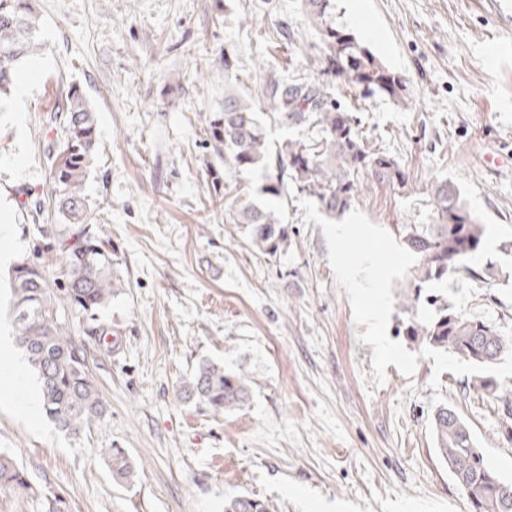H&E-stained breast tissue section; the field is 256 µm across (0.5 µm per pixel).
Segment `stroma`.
<instances>
[{"instance_id": "35a3bbf8", "label": "stroma", "mask_w": 512, "mask_h": 512, "mask_svg": "<svg viewBox=\"0 0 512 512\" xmlns=\"http://www.w3.org/2000/svg\"><path fill=\"white\" fill-rule=\"evenodd\" d=\"M503 0H335L336 18L408 82L397 103L336 92L369 148L395 157L407 193L362 192L354 207L386 230L433 221V180L456 183L486 226L477 266L503 274L444 284L462 313L512 335V7ZM38 54L26 97L0 101V335H12L14 263L38 265L51 287L66 280L65 230L50 176L65 129L56 111L70 86L95 109L94 162L84 192L93 228L115 249L124 282L97 315L100 340L62 312L82 343L107 406L77 435L20 406L37 379L22 366L11 384L0 368V453L24 468L31 488L0 489V512H224L250 494L277 512H470L439 460L431 399L442 394L471 426L488 465L512 481V377L496 392L472 390L470 374H435L419 358L413 376L388 365L373 377L371 345L359 342L348 295L328 259L321 226L304 223L299 194L278 203L288 247L259 254L232 224L229 191H214L204 117L224 100V66L238 59L240 91L264 99L267 72L318 79L315 42L299 0H32ZM293 44L275 39L281 22ZM265 60L258 71L257 60ZM39 200V214L23 208ZM245 373L251 397L216 415L180 400L198 363ZM126 449L131 486L113 484L100 451Z\"/></svg>"}]
</instances>
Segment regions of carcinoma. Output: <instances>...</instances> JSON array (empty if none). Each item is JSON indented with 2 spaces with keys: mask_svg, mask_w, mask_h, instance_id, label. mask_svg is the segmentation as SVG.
I'll use <instances>...</instances> for the list:
<instances>
[{
  "mask_svg": "<svg viewBox=\"0 0 512 512\" xmlns=\"http://www.w3.org/2000/svg\"><path fill=\"white\" fill-rule=\"evenodd\" d=\"M302 13L318 30L319 41L306 56L322 66L326 83L305 77L267 75L264 94L268 113L259 110L237 88V61L226 50L224 103L205 116L210 147L218 163L208 167L213 188L228 179L242 184L253 173L263 174L254 190L247 185L229 202L234 223L260 253L274 257L288 246V227L269 207L296 191L316 201L330 218L348 211L365 188L384 186L406 192L409 177L398 160L368 148L353 113L336 105L335 91L345 86L361 96L399 102L407 82L377 56L362 47L354 34L336 24L334 0H301ZM38 17L30 0H0V98L10 95L19 66L38 45ZM58 110L66 113V134L54 160L53 189L57 210L69 232L59 239L68 279L51 288L40 269L21 261L12 269L10 316L17 344L37 374L42 407L57 428L67 434L102 420L106 414L86 351L77 345L60 317L65 308L90 320L108 306L121 287L110 242L89 229L90 208L83 187L94 160V108L72 86ZM299 133L276 151L269 147L265 118ZM434 221L399 224L403 247L417 257L399 291L400 312L406 315L403 334L420 349L445 350L460 360L494 364L512 349V336L478 318L457 311L446 294L426 292V286L463 275L483 282L499 274L494 265L468 264L479 250L485 227L460 200L448 180L430 185ZM251 380L223 365L202 361L183 383L178 397L196 400L216 414L232 412L250 397ZM436 451L446 464L470 512H512V483L491 469L468 423L446 405L432 419ZM112 481L131 483L136 469L121 448H107ZM26 492L30 485L16 460L0 454V488ZM224 512H276L268 502L247 495L224 502Z\"/></svg>",
  "mask_w": 512,
  "mask_h": 512,
  "instance_id": "1",
  "label": "carcinoma"
}]
</instances>
